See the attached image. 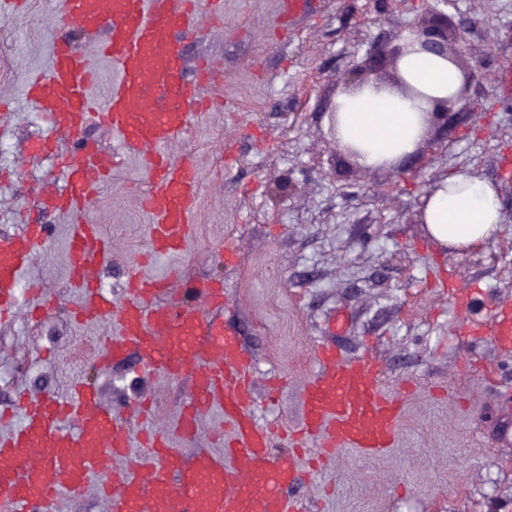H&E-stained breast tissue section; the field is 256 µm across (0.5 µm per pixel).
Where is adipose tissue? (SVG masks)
Wrapping results in <instances>:
<instances>
[{
  "label": "adipose tissue",
  "mask_w": 512,
  "mask_h": 512,
  "mask_svg": "<svg viewBox=\"0 0 512 512\" xmlns=\"http://www.w3.org/2000/svg\"><path fill=\"white\" fill-rule=\"evenodd\" d=\"M401 77L423 93L444 96L456 91L460 71L450 62L423 52L399 62ZM335 131L342 142L358 146V162L376 168L412 152L423 135L421 103L390 91L365 89L337 100ZM502 221L499 189L467 174L439 179L426 199L423 222L428 236L441 247L464 250L492 238Z\"/></svg>",
  "instance_id": "1"
}]
</instances>
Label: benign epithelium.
<instances>
[{"label": "benign epithelium", "mask_w": 512, "mask_h": 512, "mask_svg": "<svg viewBox=\"0 0 512 512\" xmlns=\"http://www.w3.org/2000/svg\"><path fill=\"white\" fill-rule=\"evenodd\" d=\"M421 18L399 28L390 38L372 45L365 55L363 64L348 70L346 88H357L372 83L377 88L400 85L401 79L397 72L400 58L411 46L419 50L434 53L460 64L466 47H453V40L462 38L464 26L452 23L443 8L448 0H421ZM463 83L458 93L450 98L438 99L431 103L427 111L428 130L426 139L418 148L401 157L387 167L400 178L414 177L419 173L413 159L425 156L426 152L437 145L436 133H448V124L469 109L470 86L475 77L474 72L462 68Z\"/></svg>", "instance_id": "benign-epithelium-1"}]
</instances>
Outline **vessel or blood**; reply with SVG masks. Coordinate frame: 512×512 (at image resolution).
Instances as JSON below:
<instances>
[{"mask_svg": "<svg viewBox=\"0 0 512 512\" xmlns=\"http://www.w3.org/2000/svg\"><path fill=\"white\" fill-rule=\"evenodd\" d=\"M220 16L217 0H62L64 32L54 42L51 66L34 75L25 92L75 147L62 158L63 184H44L38 201L44 209L79 217L66 256L70 282L79 291L70 312L77 319L109 317L118 326L98 354L99 366L110 367L133 351L152 374L190 376L181 436L194 439L200 416L217 406L232 436L223 453L200 450L184 461L163 435L135 429L145 403H135L123 419L104 405L95 387L77 381L65 396L20 400V425L0 435V512H58L61 497L82 496L93 476L101 479L109 512H306L303 500L292 495L304 480L294 456L272 457L274 431L252 416L255 386L248 356L222 321L203 312L223 306V287L186 279L174 285L132 272L126 299L114 303L97 280L108 247L97 226L82 219L115 160L84 140L94 120L147 170L142 204L153 218L154 251L184 248L198 173L191 160H172L165 149L189 128L205 90L223 81L215 62L188 81L182 49L184 41L202 33L204 18ZM71 29L105 34L92 51L111 62L117 78L102 108L89 98V53L74 48L67 35ZM49 242L42 224L22 225L0 239V323L14 319L19 275ZM318 359L295 448H306L315 435L324 438L327 453L358 448L373 454L391 447L399 404L383 393L376 363L338 358L328 344ZM136 443L141 452H133Z\"/></svg>", "mask_w": 512, "mask_h": 512, "instance_id": "1", "label": "vessel or blood"}]
</instances>
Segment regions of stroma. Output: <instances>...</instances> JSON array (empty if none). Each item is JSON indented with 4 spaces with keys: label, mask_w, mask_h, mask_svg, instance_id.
<instances>
[{
    "label": "stroma",
    "mask_w": 512,
    "mask_h": 512,
    "mask_svg": "<svg viewBox=\"0 0 512 512\" xmlns=\"http://www.w3.org/2000/svg\"><path fill=\"white\" fill-rule=\"evenodd\" d=\"M25 2L23 12L0 15V108L10 115L0 136V238L47 225L51 245L19 281L24 289L37 283L59 307L0 324V411L13 409L20 393L61 396L81 379L118 415L132 401L151 402L147 428L184 457L222 451L221 409L200 418L195 439L176 431L188 378L149 375L135 355L97 367L112 319L81 325L68 312L78 292L65 251L77 219L34 203L40 185L63 175L55 159L26 155L50 128L24 91L31 74L49 68L60 0ZM414 8L415 0H308L285 22L280 0H224L221 27L184 47L189 66L222 63L224 82L168 148L192 160L199 176L185 249L154 254L136 156L119 157L86 212L110 249L98 278L114 301L124 299L133 268L222 284L217 315L251 359L259 425L284 435L298 426L322 345L382 365L383 391L401 408L394 444L329 459L324 477L311 475L296 490L310 512H512V348L480 331L512 308V92L501 85L502 67L512 63V0H456L452 14L481 50L472 62L474 108L449 126L422 173L499 184L506 222L487 243L438 249L409 221L418 182L394 181L386 170L364 177L336 158L337 72L410 21ZM220 246L228 254L219 262L212 252Z\"/></svg>",
    "instance_id": "1"
}]
</instances>
